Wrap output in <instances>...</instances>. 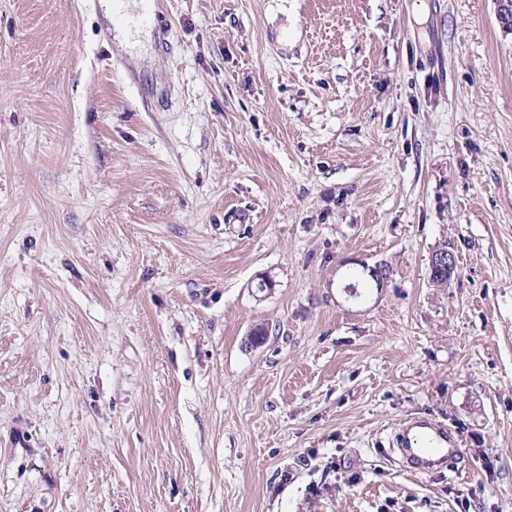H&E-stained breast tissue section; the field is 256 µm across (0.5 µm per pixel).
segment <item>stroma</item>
I'll return each mask as SVG.
<instances>
[{
  "mask_svg": "<svg viewBox=\"0 0 512 512\" xmlns=\"http://www.w3.org/2000/svg\"><path fill=\"white\" fill-rule=\"evenodd\" d=\"M162 2L0 0V512H512L496 0ZM146 6H141L140 10L130 16L125 13H116L114 19L122 22H129L132 24H138L142 26H159L162 22L160 15V4L159 0H144ZM457 259L453 251L435 253L430 263V276L436 279L450 278L457 270ZM391 450L411 475L452 467L461 458L458 435L432 418H411L394 431Z\"/></svg>",
  "mask_w": 512,
  "mask_h": 512,
  "instance_id": "1",
  "label": "stroma"
}]
</instances>
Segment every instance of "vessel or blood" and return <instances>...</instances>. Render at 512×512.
I'll use <instances>...</instances> for the list:
<instances>
[{
	"mask_svg": "<svg viewBox=\"0 0 512 512\" xmlns=\"http://www.w3.org/2000/svg\"><path fill=\"white\" fill-rule=\"evenodd\" d=\"M116 20L142 26L161 21L160 0H147L132 15L116 13ZM392 451L406 473L425 474L437 467H452L461 457L460 439L448 427L432 418H412L394 431Z\"/></svg>",
	"mask_w": 512,
	"mask_h": 512,
	"instance_id": "b4317fda",
	"label": "vessel or blood"
}]
</instances>
